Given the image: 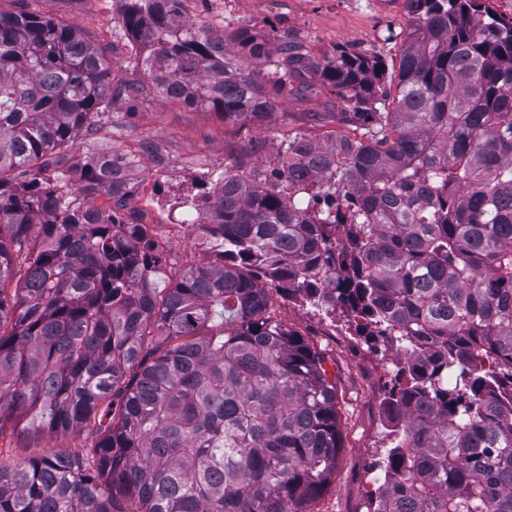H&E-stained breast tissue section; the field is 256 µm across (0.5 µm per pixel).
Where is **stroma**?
<instances>
[{
    "mask_svg": "<svg viewBox=\"0 0 512 512\" xmlns=\"http://www.w3.org/2000/svg\"><path fill=\"white\" fill-rule=\"evenodd\" d=\"M25 7L72 23L92 41L108 46L113 73L133 77L117 0H25ZM186 12L190 19L229 31L244 24L285 28L316 55L345 48L378 56L388 65L396 61L409 24L403 0H187ZM337 109L335 95L325 92L288 102L263 125L240 128L210 110L159 99L116 127L80 133L73 156L150 146L145 167L132 174L138 189L131 205L146 214L169 264L182 268L213 260L200 247L194 228L183 224V202L235 162L269 163L288 138L301 135L322 147L332 145L337 133L352 130ZM253 139L264 141L263 151L245 154L244 146ZM273 316L325 353L329 374L338 378L342 449L326 494L308 512H366L378 487L371 474L391 446L382 401L398 358L387 347L366 343L345 319L309 305L278 297ZM91 444L84 431H8L0 436V467L57 451L81 455Z\"/></svg>",
    "mask_w": 512,
    "mask_h": 512,
    "instance_id": "35a3bbf8",
    "label": "stroma"
}]
</instances>
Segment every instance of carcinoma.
<instances>
[{
	"label": "carcinoma",
	"mask_w": 512,
	"mask_h": 512,
	"mask_svg": "<svg viewBox=\"0 0 512 512\" xmlns=\"http://www.w3.org/2000/svg\"><path fill=\"white\" fill-rule=\"evenodd\" d=\"M118 2L140 79L70 23L0 10V435L95 437L0 468V512H307L342 448L337 386L275 294L402 349L367 512H512V18L404 0L389 72ZM319 86L353 134L296 135L184 202L212 263L167 268L131 206L149 149L70 162L118 101L252 127Z\"/></svg>",
	"instance_id": "obj_1"
}]
</instances>
